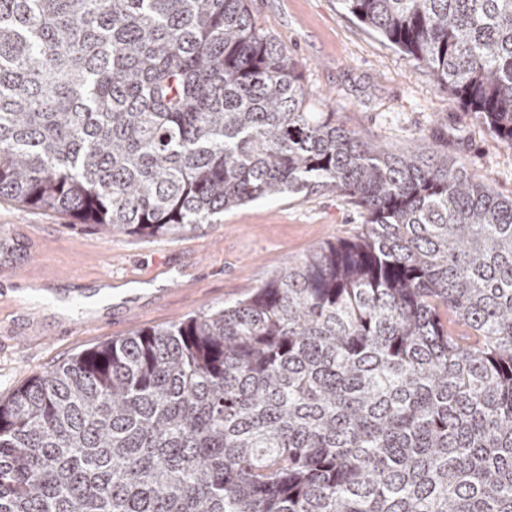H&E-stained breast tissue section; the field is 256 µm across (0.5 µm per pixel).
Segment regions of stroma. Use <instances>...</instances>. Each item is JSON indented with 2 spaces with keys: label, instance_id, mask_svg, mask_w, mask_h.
<instances>
[{
  "label": "stroma",
  "instance_id": "1",
  "mask_svg": "<svg viewBox=\"0 0 512 512\" xmlns=\"http://www.w3.org/2000/svg\"><path fill=\"white\" fill-rule=\"evenodd\" d=\"M258 27L297 59L309 108L368 142L433 147L512 199V148L339 0H252ZM0 400L108 339L179 323L248 296L286 262L355 238L362 211L325 190L259 199L174 234L105 235L0 197Z\"/></svg>",
  "mask_w": 512,
  "mask_h": 512
}]
</instances>
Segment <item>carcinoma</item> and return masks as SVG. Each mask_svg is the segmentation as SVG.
Wrapping results in <instances>:
<instances>
[{
  "mask_svg": "<svg viewBox=\"0 0 512 512\" xmlns=\"http://www.w3.org/2000/svg\"><path fill=\"white\" fill-rule=\"evenodd\" d=\"M340 2L512 148V0ZM306 100L248 0H0V196L107 235L366 217L0 401V512H512V199Z\"/></svg>",
  "mask_w": 512,
  "mask_h": 512,
  "instance_id": "carcinoma-1",
  "label": "carcinoma"
}]
</instances>
